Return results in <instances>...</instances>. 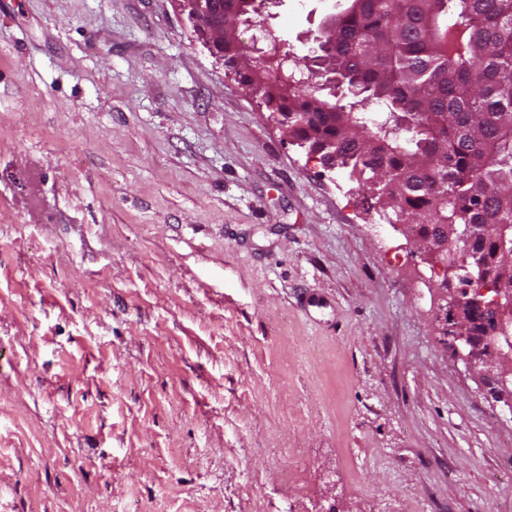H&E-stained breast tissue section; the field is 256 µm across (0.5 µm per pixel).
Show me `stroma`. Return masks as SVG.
<instances>
[{
    "label": "stroma",
    "mask_w": 512,
    "mask_h": 512,
    "mask_svg": "<svg viewBox=\"0 0 512 512\" xmlns=\"http://www.w3.org/2000/svg\"><path fill=\"white\" fill-rule=\"evenodd\" d=\"M391 215L172 0H0V512H512V392Z\"/></svg>",
    "instance_id": "1"
}]
</instances>
